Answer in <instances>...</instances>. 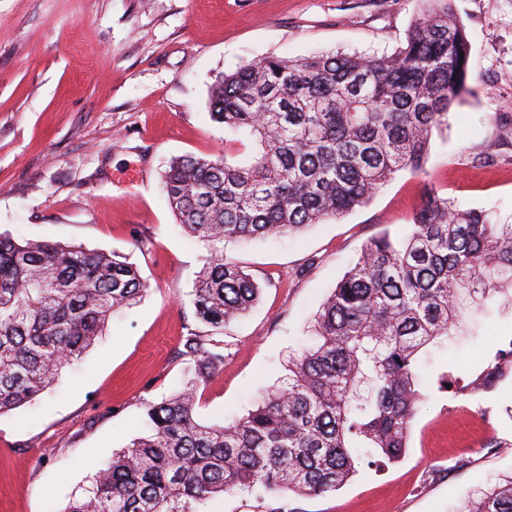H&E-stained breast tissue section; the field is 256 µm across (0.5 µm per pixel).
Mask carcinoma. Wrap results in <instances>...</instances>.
<instances>
[{
  "label": "carcinoma",
  "instance_id": "obj_1",
  "mask_svg": "<svg viewBox=\"0 0 512 512\" xmlns=\"http://www.w3.org/2000/svg\"><path fill=\"white\" fill-rule=\"evenodd\" d=\"M423 2L391 55L268 56L216 77L209 109L224 125V156L177 157L162 175L176 223L210 250L191 291L203 328L188 329L178 350L198 370L145 403L151 434L113 456L64 512H203L229 491L255 494L265 512H296L289 494L321 495L352 476V448L399 461L423 400L422 351L493 292L512 307V224L428 187L407 235L363 245L285 385L230 424L197 416L200 387L224 363L217 337L266 288L224 242L299 234L368 204L401 171L424 172L433 132L471 92L454 0ZM147 289L115 254L0 235V415L47 390ZM495 367L512 368V342L477 373L441 374L437 388L481 394ZM463 512H512V479Z\"/></svg>",
  "mask_w": 512,
  "mask_h": 512
}]
</instances>
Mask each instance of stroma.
Here are the masks:
<instances>
[{
	"mask_svg": "<svg viewBox=\"0 0 512 512\" xmlns=\"http://www.w3.org/2000/svg\"><path fill=\"white\" fill-rule=\"evenodd\" d=\"M421 0H0V233L112 252L150 288L31 405L0 416V512H65L94 467L147 436L144 404L180 389L179 358L198 327L189 293L209 256L162 191L171 158L224 152L209 114L215 78L266 56L390 54ZM470 43L471 94L435 133L425 171L400 173L365 206L277 240L226 243L266 288L223 335L224 364L197 414L231 423L288 378L312 346L315 314L382 232L402 236L425 186L512 224V144L488 117L512 116V0H454ZM431 348L426 395L406 455L369 465L337 490L296 498L301 512H459L512 476V372L475 397L437 392L440 372L485 366L512 340L500 295L467 310Z\"/></svg>",
	"mask_w": 512,
	"mask_h": 512,
	"instance_id": "obj_1",
	"label": "stroma"
}]
</instances>
